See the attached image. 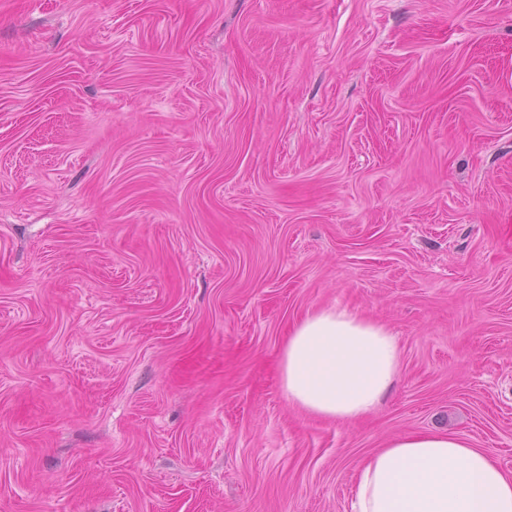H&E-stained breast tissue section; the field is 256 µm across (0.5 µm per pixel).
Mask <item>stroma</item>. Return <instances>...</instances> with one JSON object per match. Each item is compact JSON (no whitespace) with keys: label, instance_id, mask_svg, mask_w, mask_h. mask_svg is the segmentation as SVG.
Returning <instances> with one entry per match:
<instances>
[{"label":"stroma","instance_id":"obj_1","mask_svg":"<svg viewBox=\"0 0 512 512\" xmlns=\"http://www.w3.org/2000/svg\"><path fill=\"white\" fill-rule=\"evenodd\" d=\"M512 0H0V512H348L442 430L512 471ZM383 322L354 422L290 329ZM397 337L358 312L309 313L283 347L280 380L288 401L308 414L350 421L379 407L400 375Z\"/></svg>","mask_w":512,"mask_h":512}]
</instances>
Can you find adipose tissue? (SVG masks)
Instances as JSON below:
<instances>
[{"label":"adipose tissue","instance_id":"ef3b65f1","mask_svg":"<svg viewBox=\"0 0 512 512\" xmlns=\"http://www.w3.org/2000/svg\"><path fill=\"white\" fill-rule=\"evenodd\" d=\"M388 327L360 313L325 308L292 329L280 380L308 414L350 421L379 407L400 375ZM350 512H512V474L494 453L441 431L400 434L357 474Z\"/></svg>","mask_w":512,"mask_h":512}]
</instances>
